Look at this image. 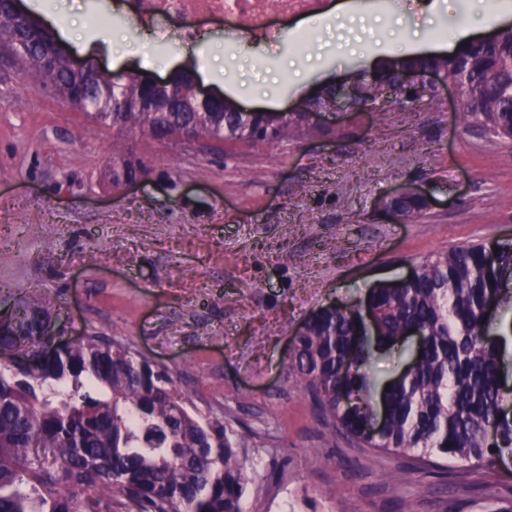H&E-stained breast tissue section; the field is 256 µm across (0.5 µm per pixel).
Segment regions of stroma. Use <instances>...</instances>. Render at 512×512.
Segmentation results:
<instances>
[{
	"label": "stroma",
	"mask_w": 512,
	"mask_h": 512,
	"mask_svg": "<svg viewBox=\"0 0 512 512\" xmlns=\"http://www.w3.org/2000/svg\"><path fill=\"white\" fill-rule=\"evenodd\" d=\"M115 0H20L69 32L79 59L162 77L195 62L205 88L283 112L378 60L434 55L462 26L489 36L512 0H337L279 23L276 42L212 21L195 43L115 17ZM334 132L222 153L161 143L78 116L0 58V309L43 300L72 339L96 334L168 369L206 416L244 436L243 512H491L512 500V461L495 471L451 463L418 473L407 455L331 436L288 377L287 350L309 316L363 305L423 258L496 240L512 245V139L460 119L455 93L410 108L323 114ZM149 169L112 183L114 145ZM73 192H66L67 183ZM422 187L432 204L396 223L382 203Z\"/></svg>",
	"instance_id": "1"
}]
</instances>
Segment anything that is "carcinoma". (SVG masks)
Returning a JSON list of instances; mask_svg holds the SVG:
<instances>
[{
	"mask_svg": "<svg viewBox=\"0 0 512 512\" xmlns=\"http://www.w3.org/2000/svg\"><path fill=\"white\" fill-rule=\"evenodd\" d=\"M0 41L23 49L17 64L36 84L51 88L84 120L119 134L190 135L222 151L226 143L309 130L310 111L334 104L335 90L326 87L286 118L265 111L245 119L199 106L189 82L156 95L141 71H75L63 50L44 56L53 32L10 0H0ZM396 64L446 72L463 86L464 119L491 137L512 138V27L499 30L491 44L405 56ZM382 67L377 78L358 75V103L389 96V103L409 107L403 90L385 84L390 64ZM116 165L115 182L144 170L132 154ZM510 280L512 248L497 241L432 254L417 264L413 279L371 290L366 304L376 335L364 334L354 306L316 314L291 350L288 376L360 448L412 453L419 471L441 461L492 471L503 449H512L501 386L512 329L484 319V308L512 302L502 288ZM50 316L42 303L24 304L20 317L0 326V348L55 343ZM412 328L423 333L413 371L389 381L374 377L370 360ZM376 401L386 419L371 432ZM239 446L223 420L191 409L166 370L105 337L64 345L44 364L0 366V512H243L247 474ZM55 484L84 492L49 489Z\"/></svg>",
	"mask_w": 512,
	"mask_h": 512,
	"instance_id": "1",
	"label": "carcinoma"
}]
</instances>
